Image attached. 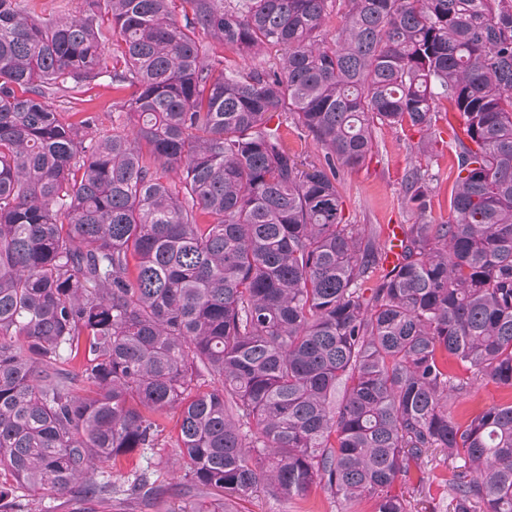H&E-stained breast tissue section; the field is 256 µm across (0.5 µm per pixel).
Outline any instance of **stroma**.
<instances>
[{"label":"stroma","mask_w":512,"mask_h":512,"mask_svg":"<svg viewBox=\"0 0 512 512\" xmlns=\"http://www.w3.org/2000/svg\"><path fill=\"white\" fill-rule=\"evenodd\" d=\"M116 93L110 78H102L84 86L77 97L57 98L54 109L63 117L77 112H89L98 117L100 129L112 125V103ZM374 153L360 168L341 173L339 189L343 214L348 223L372 224L384 229L389 224H411L415 217L403 204V179L409 167L418 165L433 179L435 191L430 198L426 218L430 223L447 221L449 197L454 181L452 151L447 144H439L428 155L416 154L414 144L417 132L378 128ZM512 401V391L491 381L475 383L469 392L451 401L450 407L459 420H466L489 406ZM455 463L446 452L431 453L412 472V481L422 488L415 497L412 512H453L449 482ZM184 496L167 495L162 503L148 508L116 498H100L80 503L66 495L48 494L43 503L50 512H171L173 507L185 504ZM232 512H341L328 494L318 488L286 498L275 499L263 491H256L235 500Z\"/></svg>","instance_id":"1"}]
</instances>
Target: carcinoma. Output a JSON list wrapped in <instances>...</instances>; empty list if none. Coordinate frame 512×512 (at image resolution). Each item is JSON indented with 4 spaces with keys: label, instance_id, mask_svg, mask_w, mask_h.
Listing matches in <instances>:
<instances>
[{
    "label": "carcinoma",
    "instance_id": "obj_1",
    "mask_svg": "<svg viewBox=\"0 0 512 512\" xmlns=\"http://www.w3.org/2000/svg\"><path fill=\"white\" fill-rule=\"evenodd\" d=\"M198 29L278 65L229 70ZM104 75L125 120L93 139L52 100ZM450 111L449 220H423L410 168L386 270L339 173L379 125L427 152ZM486 378L512 389V0H84L55 21L0 0V512L19 489L148 503L164 485H116L112 460L167 446L225 512L314 485L410 512L394 486L438 448L463 461L454 512H512V402L448 406Z\"/></svg>",
    "mask_w": 512,
    "mask_h": 512
}]
</instances>
